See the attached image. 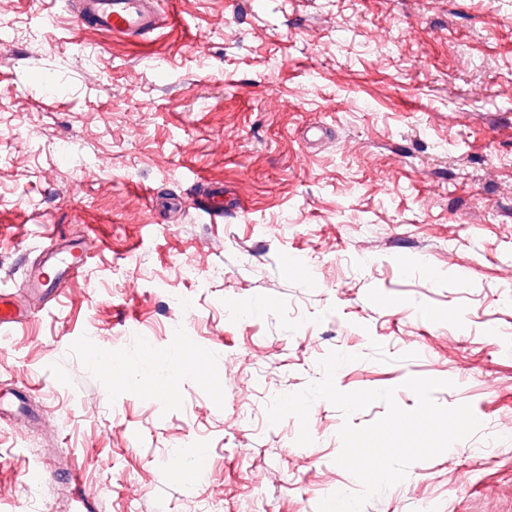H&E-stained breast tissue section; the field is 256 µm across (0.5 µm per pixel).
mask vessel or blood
Instances as JSON below:
<instances>
[{"instance_id": "obj_1", "label": "vessel or blood", "mask_w": 512, "mask_h": 512, "mask_svg": "<svg viewBox=\"0 0 512 512\" xmlns=\"http://www.w3.org/2000/svg\"><path fill=\"white\" fill-rule=\"evenodd\" d=\"M164 8L161 0H81L77 18L81 24L113 36L134 39L162 26ZM199 209L210 220L224 217V186L212 183ZM45 268L50 278L37 280V287L61 289L64 281L80 276L86 262L75 250L50 246L44 252Z\"/></svg>"}]
</instances>
